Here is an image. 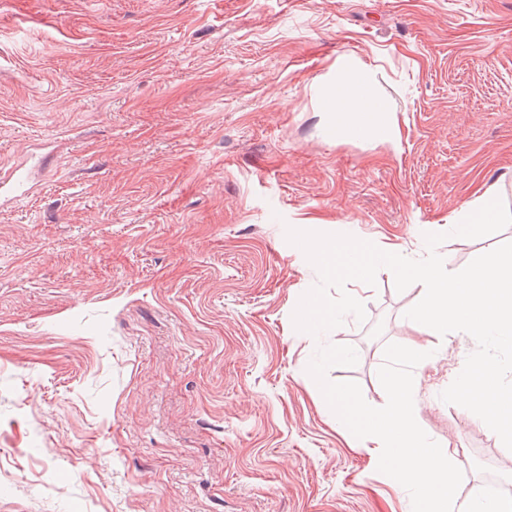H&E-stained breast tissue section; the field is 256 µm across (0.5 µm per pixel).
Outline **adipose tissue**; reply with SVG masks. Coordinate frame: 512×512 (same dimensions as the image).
I'll return each instance as SVG.
<instances>
[{"mask_svg": "<svg viewBox=\"0 0 512 512\" xmlns=\"http://www.w3.org/2000/svg\"><path fill=\"white\" fill-rule=\"evenodd\" d=\"M321 108L323 111L347 117V136L362 138L370 131L384 135L392 132L391 127L385 123L386 116L392 110L389 100L373 94L367 81L354 75L352 69L337 71L336 81L324 96ZM364 112L375 115L372 129L363 127L360 115Z\"/></svg>", "mask_w": 512, "mask_h": 512, "instance_id": "ef3b65f1", "label": "adipose tissue"}]
</instances>
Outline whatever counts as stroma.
Segmentation results:
<instances>
[{
  "mask_svg": "<svg viewBox=\"0 0 512 512\" xmlns=\"http://www.w3.org/2000/svg\"><path fill=\"white\" fill-rule=\"evenodd\" d=\"M340 65L389 99V140L333 138ZM0 512H404L347 447L307 366L384 402L387 344L430 348L418 421L460 488L512 487V451L441 400L476 340L406 318L292 315L319 281L287 228L427 256L490 194L512 208V0H0ZM512 226L452 237L464 268ZM6 179L9 181V192L13 198L19 199L22 197L31 196V187L29 185V179L25 177L19 169H12L9 174L5 177L0 178V189H4Z\"/></svg>",
  "mask_w": 512,
  "mask_h": 512,
  "instance_id": "35a3bbf8",
  "label": "stroma"
}]
</instances>
